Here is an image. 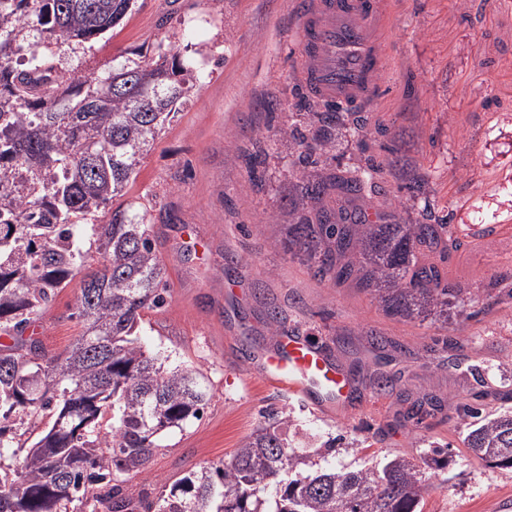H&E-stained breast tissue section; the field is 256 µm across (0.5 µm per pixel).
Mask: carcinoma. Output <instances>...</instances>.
I'll return each mask as SVG.
<instances>
[{
    "instance_id": "1",
    "label": "carcinoma",
    "mask_w": 512,
    "mask_h": 512,
    "mask_svg": "<svg viewBox=\"0 0 512 512\" xmlns=\"http://www.w3.org/2000/svg\"><path fill=\"white\" fill-rule=\"evenodd\" d=\"M132 0H0V459L11 425L47 419L29 451L12 453L0 474V512H62L75 500L125 507L118 475L144 467L154 438L203 412L209 389L192 368L164 370L138 342L144 314L167 302L165 268L150 238L148 210L107 209L136 178L159 131L190 100L196 77L177 53L120 64L98 77L63 70L57 52L85 48L118 24ZM288 148L297 156L293 205H318L316 221L288 225V245L314 275L353 282L391 317L446 324L473 298L452 287L439 264L463 242L429 202L409 224L367 222L358 201L376 192L382 163L348 169L330 183L307 168L349 134L361 151L368 132L354 112H322L311 143L297 113ZM330 194L345 208L325 207ZM97 237L102 269L81 281L74 315L83 332L58 356L23 338L84 267L85 226ZM485 466L512 469V414L467 427ZM302 460L270 425L226 462L173 484L159 512H420L431 478L425 460L396 456L382 467L327 466L294 478Z\"/></svg>"
}]
</instances>
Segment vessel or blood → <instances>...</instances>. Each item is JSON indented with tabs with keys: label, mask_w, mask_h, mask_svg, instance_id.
<instances>
[{
	"label": "vessel or blood",
	"mask_w": 512,
	"mask_h": 512,
	"mask_svg": "<svg viewBox=\"0 0 512 512\" xmlns=\"http://www.w3.org/2000/svg\"><path fill=\"white\" fill-rule=\"evenodd\" d=\"M384 0H304L295 20L306 60L305 90L335 105L374 103L386 60L380 31ZM263 383L300 396L326 411L345 406L354 391L342 367L319 345L292 331L279 333L265 349L246 353Z\"/></svg>",
	"instance_id": "1"
}]
</instances>
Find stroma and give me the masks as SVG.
I'll use <instances>...</instances> for the list:
<instances>
[{
    "instance_id": "35a3bbf8",
    "label": "stroma",
    "mask_w": 512,
    "mask_h": 512,
    "mask_svg": "<svg viewBox=\"0 0 512 512\" xmlns=\"http://www.w3.org/2000/svg\"><path fill=\"white\" fill-rule=\"evenodd\" d=\"M297 10L298 0H135L82 56L79 74L99 75L171 50L198 78L113 201L148 210L167 269L168 304L145 314L140 341L166 369H200L210 396L200 418L159 434L145 467L124 474L127 512L229 459L272 409L289 448L323 466L438 457L422 512H503L512 471L481 464L460 412H512V300L487 288L512 276V0H392L389 66L363 114L386 195L413 169L463 241L445 273L475 300L470 318L448 325L390 317L353 284L314 277L288 246L295 158L281 134L305 95L290 38ZM483 219L491 234H478ZM79 293L72 280L28 328L47 356L79 336ZM273 312L350 374L357 392L347 408L316 410L253 375L243 345L270 344Z\"/></svg>"
}]
</instances>
